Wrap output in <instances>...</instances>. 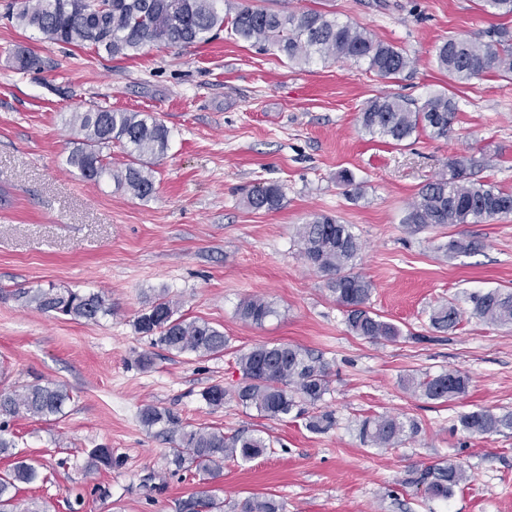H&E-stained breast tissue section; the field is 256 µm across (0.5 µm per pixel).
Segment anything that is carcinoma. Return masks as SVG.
I'll use <instances>...</instances> for the list:
<instances>
[{"label":"carcinoma","instance_id":"carcinoma-1","mask_svg":"<svg viewBox=\"0 0 512 512\" xmlns=\"http://www.w3.org/2000/svg\"><path fill=\"white\" fill-rule=\"evenodd\" d=\"M484 9L494 15L512 17V0H483ZM12 17L18 26L41 33L50 42L88 44L112 58L133 57L148 45L181 48L203 43L224 29V16L214 0H15ZM230 30L239 39L263 48L274 47L291 62L317 58L323 62L347 60L366 64L367 71L382 79H396L410 68L407 53L382 41L370 31L317 9L279 12L240 3L230 18ZM437 66L458 82L469 81L495 70L512 74V31L498 28L487 41L460 37L446 38L435 48ZM459 107L445 93L423 102L400 95H386L366 101L359 113L360 129L398 144L418 130L427 129L437 139L448 137L457 120ZM70 124L82 138L67 157V164L82 178L98 183L106 177L125 187L139 199L155 193L152 166L169 148V130L156 118L142 112L98 106L72 113ZM118 144L128 162L113 169L103 150ZM479 160L456 155L434 180L425 184L410 204L404 223L420 230L453 224H482L512 215V192L495 188L476 178ZM284 194L280 185L267 183L248 192L246 203L253 210H278ZM300 254L309 266L326 276V288L346 313V323L357 336L374 341H394L401 331L382 319L369 306L373 283L356 271L362 244L348 224L335 217L316 214L299 225ZM451 256L480 250L474 239H450L442 245ZM30 302L44 313L69 316L73 320L96 322L112 312L100 292L79 289H38ZM469 315L486 323L512 325V291L498 288L467 296ZM276 314L272 304L260 296L243 299L239 318L261 325ZM462 311L453 301L434 309L430 325L438 331L455 328ZM137 331L153 344L175 354L198 358L224 353L229 340L224 330L211 323L188 319L165 294L149 300L137 316ZM241 382L233 393L215 384L201 392L207 406L219 408L231 398L268 420H283L305 414V406H316L330 391L327 365L320 358L288 343L259 344L237 357ZM468 378L457 370L405 380V389L434 401H447L466 393ZM71 400L69 387L60 382L27 385L0 390V456L15 457L12 468L0 476V512H31L20 507L17 490L21 484L40 480L38 469L18 456L10 421L19 415L36 419L57 418ZM147 428L158 427L169 438V464L177 471L194 472L213 478L222 473L224 461H251L271 449V440L258 433L226 434L206 428L186 429L168 411L148 405L141 410ZM331 412L310 417L308 428L321 433L331 428ZM460 428L470 434H493L512 430V413L497 415L472 411L459 416ZM418 431L413 421L377 415L359 423L363 443L376 448H394ZM465 480V472L453 462H442L423 470L414 483L424 486L432 499H448ZM223 505L202 491L182 504L183 512H222ZM238 512H283V504L272 496H252L237 505Z\"/></svg>","mask_w":512,"mask_h":512}]
</instances>
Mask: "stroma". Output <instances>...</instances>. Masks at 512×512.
<instances>
[{
	"instance_id": "stroma-1",
	"label": "stroma",
	"mask_w": 512,
	"mask_h": 512,
	"mask_svg": "<svg viewBox=\"0 0 512 512\" xmlns=\"http://www.w3.org/2000/svg\"><path fill=\"white\" fill-rule=\"evenodd\" d=\"M11 2L0 0V191L11 197L0 204V389L61 382L73 394L59 420L10 424L19 453L42 475L20 485V502L39 512H180L206 489L226 512L251 495L274 496L285 512H512V431L456 427L466 412L512 413V326L466 314L469 293L512 290V216L421 232L403 222L408 202L456 155L487 158L479 179L512 191V79L491 71L461 84L435 62L442 38L483 41L512 29V17L488 15L482 0H250L330 12L402 48L411 67L384 80L350 61L292 63L226 30L186 48L111 58L17 27ZM20 48L40 67L16 70ZM444 92L460 108L447 138L420 131L398 145L360 129L369 98ZM96 106L147 112L168 128L152 197L84 181L67 166L79 138L69 117ZM343 169L355 176L354 195L336 181ZM265 182L281 186L282 208H247L246 193ZM315 213L359 237L370 305L400 327L397 340L351 333L324 274L302 259L296 227ZM451 236L481 249L446 256L440 245ZM49 286L102 292L112 312L95 323L41 313L25 296ZM160 293L187 317L223 328L228 350L176 355L139 334L136 317ZM255 295L277 310L260 326L237 315ZM451 299L465 314L456 329L436 331L429 315ZM264 342L326 362L331 429L311 432L302 417L267 420L232 399L205 405L202 390L234 389L237 353ZM142 354L149 366L139 365ZM444 370L468 377L464 395L432 401L403 387L408 376ZM147 405L191 428L263 430L273 447L202 481L169 465L167 437L140 421ZM379 414L419 431L395 448L367 446L358 424ZM96 448L111 450L112 465L93 473ZM443 461L468 479L448 499L425 498L415 480Z\"/></svg>"
}]
</instances>
